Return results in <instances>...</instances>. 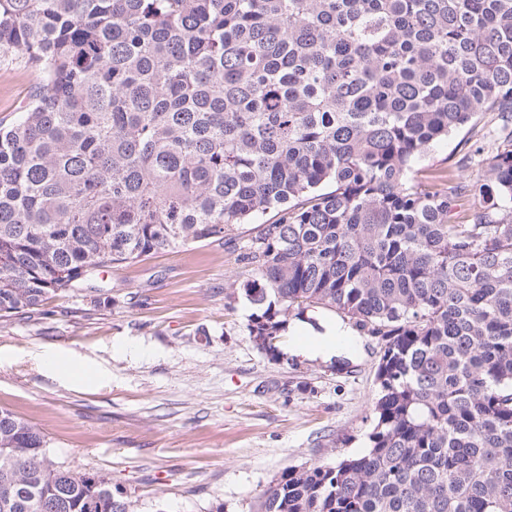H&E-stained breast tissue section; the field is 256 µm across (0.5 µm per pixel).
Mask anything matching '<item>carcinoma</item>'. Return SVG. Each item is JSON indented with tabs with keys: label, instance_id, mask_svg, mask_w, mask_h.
<instances>
[{
	"label": "carcinoma",
	"instance_id": "1",
	"mask_svg": "<svg viewBox=\"0 0 512 512\" xmlns=\"http://www.w3.org/2000/svg\"><path fill=\"white\" fill-rule=\"evenodd\" d=\"M0 58L40 78L0 126V318L275 211L238 247L249 336L276 360L291 311L341 313L379 394L367 453L258 512H512V0H0ZM15 476L10 512H134L0 408V500ZM467 130L468 128H465L459 133L449 136L448 139L435 141L418 159L415 169L431 170L450 166L458 160L463 152V145L459 142Z\"/></svg>",
	"mask_w": 512,
	"mask_h": 512
}]
</instances>
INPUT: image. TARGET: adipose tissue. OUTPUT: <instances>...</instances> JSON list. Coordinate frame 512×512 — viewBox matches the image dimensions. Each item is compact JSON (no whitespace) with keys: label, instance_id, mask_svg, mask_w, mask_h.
I'll list each match as a JSON object with an SVG mask.
<instances>
[{"label":"adipose tissue","instance_id":"obj_1","mask_svg":"<svg viewBox=\"0 0 512 512\" xmlns=\"http://www.w3.org/2000/svg\"><path fill=\"white\" fill-rule=\"evenodd\" d=\"M286 333L292 338L289 355L330 361L346 356L354 330L336 320L320 318L311 322L302 318L289 323Z\"/></svg>","mask_w":512,"mask_h":512}]
</instances>
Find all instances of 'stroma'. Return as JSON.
<instances>
[{
	"label": "stroma",
	"mask_w": 512,
	"mask_h": 512,
	"mask_svg": "<svg viewBox=\"0 0 512 512\" xmlns=\"http://www.w3.org/2000/svg\"><path fill=\"white\" fill-rule=\"evenodd\" d=\"M0 63V123L35 93ZM238 224L223 245L191 244L100 272L29 319L0 318V408L42 432L58 461L108 479L135 512H257L284 469L363 455L374 427L376 339L349 357L275 362L247 330ZM85 375L45 367V357Z\"/></svg>",
	"instance_id": "stroma-1"
}]
</instances>
